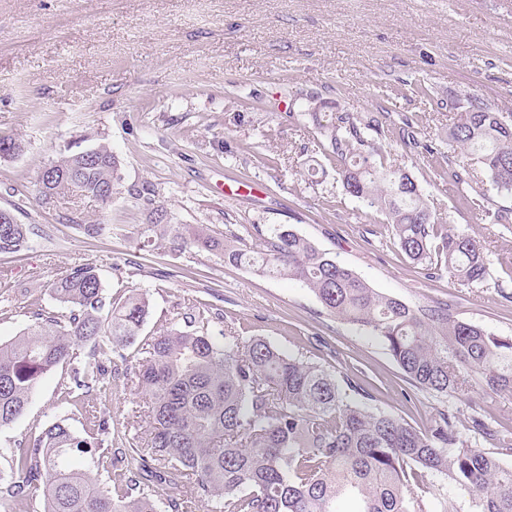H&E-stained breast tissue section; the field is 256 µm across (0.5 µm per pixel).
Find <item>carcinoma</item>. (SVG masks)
<instances>
[{"instance_id":"carcinoma-1","label":"carcinoma","mask_w":512,"mask_h":512,"mask_svg":"<svg viewBox=\"0 0 512 512\" xmlns=\"http://www.w3.org/2000/svg\"><path fill=\"white\" fill-rule=\"evenodd\" d=\"M448 147L477 156L482 175L463 161L442 156L455 183L465 185L467 202L485 209L487 186L512 193V122L492 111L477 94L455 102ZM313 123L318 148L336 167L343 189L381 214L393 240L413 263L448 272L462 284L483 282L488 258L480 240L435 218L413 175L398 155L377 140L387 138L389 113L355 115L316 102ZM401 144L434 153L402 119ZM374 133L377 139L369 138ZM24 150L21 139L0 136V158ZM94 157L73 151L51 162L38 180L42 199L58 200L71 190L105 201L120 193L121 162L106 143ZM25 224H0V254L27 247ZM144 241L168 240L173 249L220 251L224 262L257 276L302 282L326 312L365 329L389 352L404 376L438 394H463L469 379L512 396V339L489 335L460 321L441 305L413 307L369 287L329 253L280 225L270 229L261 249L233 237L220 240L204 225L172 224L157 208L138 227ZM46 290L62 307L59 315H34L13 339L0 342V428L27 410L39 380L63 364L72 365L65 400L76 409L110 389L119 375L114 359H125L147 322V294L105 301L95 267L78 264ZM94 344L90 360L76 348ZM130 381L149 396L145 421L149 440L127 441L120 449L135 471L102 481L74 463L75 452L98 454L112 445L106 417H87L81 438L63 420L46 425L29 443L14 449L11 474L0 488V512H13L33 499L43 512H184L202 502L208 512H341L348 493L362 502L359 512H423L418 478L442 476L472 496L475 512H512V464L474 448L460 435L457 416L442 412L424 429L371 404L372 395L349 378L288 355L262 338L232 332L215 336L205 326L160 330L143 348ZM470 428L512 453V429H492L483 418ZM169 486L155 499L137 472Z\"/></svg>"}]
</instances>
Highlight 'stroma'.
I'll return each instance as SVG.
<instances>
[{
  "instance_id": "stroma-1",
  "label": "stroma",
  "mask_w": 512,
  "mask_h": 512,
  "mask_svg": "<svg viewBox=\"0 0 512 512\" xmlns=\"http://www.w3.org/2000/svg\"><path fill=\"white\" fill-rule=\"evenodd\" d=\"M469 94L512 113V0H0V135L26 144L0 158V210L32 229L24 251L0 255V341L26 328L34 310L59 312L46 284L88 263L106 299L150 295L128 370L160 326L201 316L209 333L262 337L350 376L376 407L413 426L455 411L468 444L493 451L469 418L512 428V396L478 377L463 396L420 389L370 333L328 315L303 284L194 247L146 245L136 234L159 206L172 223L204 224L250 247L281 224L381 293L412 306L447 304L454 318L512 337V226L493 223L457 184L435 177L436 158L396 149L436 217L484 244L482 283L428 275L394 245L381 215L343 192L335 170L305 172L318 137L312 100L353 113L384 103L392 126L415 116L417 139L444 152L448 102ZM100 142L121 161V194L105 206L75 194L44 204L42 169ZM235 189L240 197L227 198ZM99 222L127 231L82 232ZM67 379L64 366L45 375L26 413L0 429V474H9L17 443L49 422L85 434V416L61 401ZM145 400L119 380L96 408L113 434L143 438L132 412Z\"/></svg>"
}]
</instances>
